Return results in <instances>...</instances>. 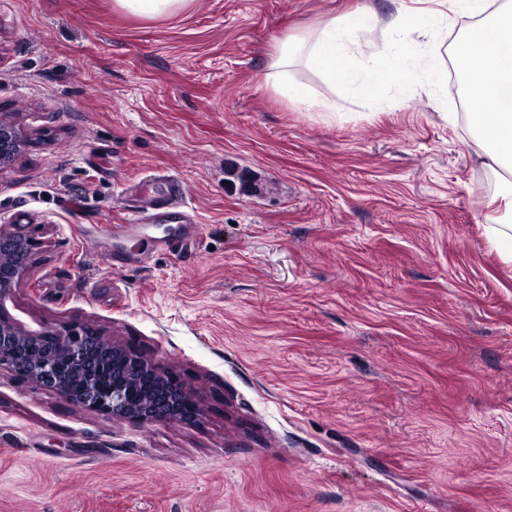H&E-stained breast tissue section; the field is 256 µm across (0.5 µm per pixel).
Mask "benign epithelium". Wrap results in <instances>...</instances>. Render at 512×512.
I'll list each match as a JSON object with an SVG mask.
<instances>
[{"instance_id": "benign-epithelium-1", "label": "benign epithelium", "mask_w": 512, "mask_h": 512, "mask_svg": "<svg viewBox=\"0 0 512 512\" xmlns=\"http://www.w3.org/2000/svg\"><path fill=\"white\" fill-rule=\"evenodd\" d=\"M18 132L8 112L0 113V159L17 145ZM39 242L20 231L0 229V251L24 252L31 255ZM23 260L0 266V292L10 289L27 272ZM34 345L40 356L23 363L22 350ZM122 361L134 367L137 381L161 407L150 404L134 412L127 402L126 384L117 380L112 387L103 385L104 374L111 363ZM7 368L37 388L55 392L65 401L114 417L138 422L177 419L196 421L203 415L193 393L170 370L154 363L133 348L105 342L92 328L83 324H67L40 336H24L8 318L0 314V369Z\"/></svg>"}]
</instances>
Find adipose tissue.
<instances>
[{"label": "adipose tissue", "instance_id": "obj_1", "mask_svg": "<svg viewBox=\"0 0 512 512\" xmlns=\"http://www.w3.org/2000/svg\"><path fill=\"white\" fill-rule=\"evenodd\" d=\"M447 11L404 13L387 24L355 14L328 20L310 37L282 40L263 81L289 103L317 112H332V104L311 85L291 78L288 69L304 63L327 84L342 83L359 95L371 90L388 101L403 91L401 75L411 72L415 87L425 91L439 108L448 105L447 74L437 49L447 13L469 18L467 29L455 41L452 54L465 97L490 103L482 112H449L450 125L464 126L475 152L495 178V196L501 207L490 217L487 235L504 260H512V0H447ZM381 33L398 36L386 62L350 66L352 47L362 37Z\"/></svg>", "mask_w": 512, "mask_h": 512}]
</instances>
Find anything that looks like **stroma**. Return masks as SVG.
<instances>
[{
  "label": "stroma",
  "instance_id": "stroma-1",
  "mask_svg": "<svg viewBox=\"0 0 512 512\" xmlns=\"http://www.w3.org/2000/svg\"><path fill=\"white\" fill-rule=\"evenodd\" d=\"M432 0H0V227L39 241L0 314L85 323L173 371L199 420L138 423L0 369V512H512V264L494 178L427 94L262 77L277 42ZM249 185L227 187L230 172ZM193 221L129 234L128 182ZM117 7L133 16L155 20L182 12L190 0H114ZM18 132L11 118V113H0V159L12 152V148L17 146Z\"/></svg>",
  "mask_w": 512,
  "mask_h": 512
}]
</instances>
